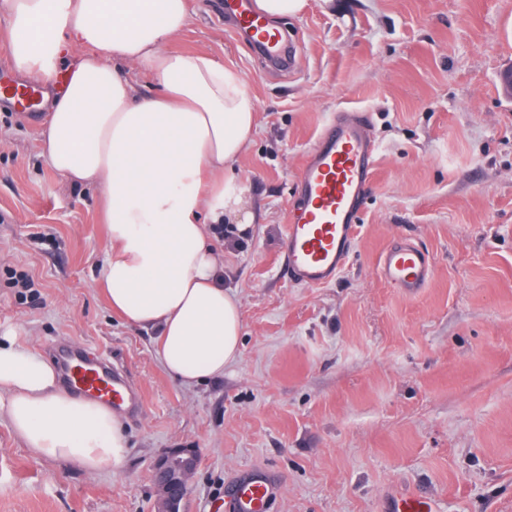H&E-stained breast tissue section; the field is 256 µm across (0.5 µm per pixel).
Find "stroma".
I'll return each mask as SVG.
<instances>
[{
    "mask_svg": "<svg viewBox=\"0 0 512 512\" xmlns=\"http://www.w3.org/2000/svg\"><path fill=\"white\" fill-rule=\"evenodd\" d=\"M216 2L188 0L171 48L215 56L258 105L236 165L255 222L215 237L240 358L191 387L168 376L156 330L103 297L106 227L95 193L42 155L46 108L0 101V334L46 356L87 347L143 395L116 477L34 457L1 420L0 512H153L168 448L200 452L186 512H229L252 468L278 479L271 512H384L401 490L435 512H512V101L499 85L512 0H309L279 22L299 45L283 73L225 30ZM340 112L368 114L374 180L344 271L304 288L280 252L296 176ZM405 238L436 265L413 296L377 269ZM23 274L36 286L22 293Z\"/></svg>",
    "mask_w": 512,
    "mask_h": 512,
    "instance_id": "obj_1",
    "label": "stroma"
}]
</instances>
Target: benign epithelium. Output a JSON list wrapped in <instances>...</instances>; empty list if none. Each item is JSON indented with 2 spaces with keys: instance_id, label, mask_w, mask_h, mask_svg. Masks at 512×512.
Segmentation results:
<instances>
[{
  "instance_id": "benign-epithelium-1",
  "label": "benign epithelium",
  "mask_w": 512,
  "mask_h": 512,
  "mask_svg": "<svg viewBox=\"0 0 512 512\" xmlns=\"http://www.w3.org/2000/svg\"><path fill=\"white\" fill-rule=\"evenodd\" d=\"M196 448H169L153 465L154 512H185L189 479L199 463Z\"/></svg>"
}]
</instances>
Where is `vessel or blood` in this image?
I'll return each mask as SVG.
<instances>
[{
  "label": "vessel or blood",
  "mask_w": 512,
  "mask_h": 512,
  "mask_svg": "<svg viewBox=\"0 0 512 512\" xmlns=\"http://www.w3.org/2000/svg\"><path fill=\"white\" fill-rule=\"evenodd\" d=\"M222 7L232 35L249 38L268 62L292 64L295 52L287 37L254 9L252 0H224ZM375 152L366 116L343 112L323 130L297 177V206L280 259L290 281L324 286L345 268L372 184ZM377 265L387 285L409 296L427 287L435 273L431 257L408 240L385 248ZM57 363L75 391L123 410L142 404L130 383L95 353L74 347L59 354ZM273 495L272 475L259 472L238 486L233 507L235 512H270ZM391 512H433V507L427 498L405 491L393 497Z\"/></svg>",
  "instance_id": "obj_1"
}]
</instances>
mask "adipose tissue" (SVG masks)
<instances>
[{
  "label": "adipose tissue",
  "mask_w": 512,
  "mask_h": 512,
  "mask_svg": "<svg viewBox=\"0 0 512 512\" xmlns=\"http://www.w3.org/2000/svg\"><path fill=\"white\" fill-rule=\"evenodd\" d=\"M14 70L46 91L43 153L98 193L111 242L100 275L127 324L159 330V358L186 386L240 357L242 315L211 229L253 222L235 174L257 131L241 75L212 55L171 50L187 0H0ZM145 72L141 94L130 70ZM26 448L86 473L122 474L123 414L67 388L40 353L0 337V419Z\"/></svg>",
  "instance_id": "obj_1"
}]
</instances>
